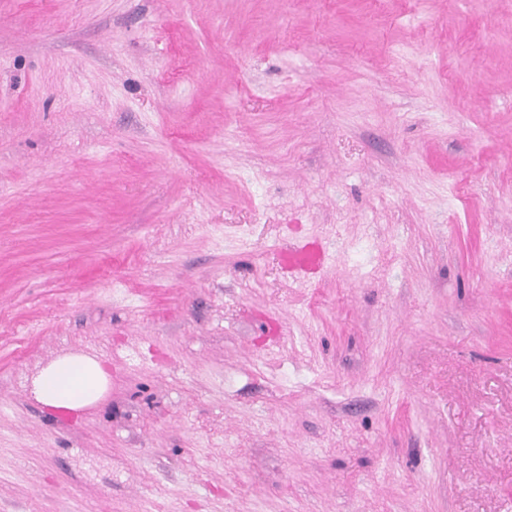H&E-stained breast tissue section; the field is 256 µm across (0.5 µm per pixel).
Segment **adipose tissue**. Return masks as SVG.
Returning a JSON list of instances; mask_svg holds the SVG:
<instances>
[{"label":"adipose tissue","mask_w":512,"mask_h":512,"mask_svg":"<svg viewBox=\"0 0 512 512\" xmlns=\"http://www.w3.org/2000/svg\"><path fill=\"white\" fill-rule=\"evenodd\" d=\"M109 387V377L95 357L71 352L42 367L34 380V393L44 406L77 412L96 405Z\"/></svg>","instance_id":"ef3b65f1"}]
</instances>
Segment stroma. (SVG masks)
<instances>
[{"label": "stroma", "instance_id": "obj_1", "mask_svg": "<svg viewBox=\"0 0 512 512\" xmlns=\"http://www.w3.org/2000/svg\"><path fill=\"white\" fill-rule=\"evenodd\" d=\"M0 512H512V0H0ZM288 255L299 274L307 271L311 266L324 265L326 259L323 253L312 252L306 248H293ZM109 387L101 361L71 352L42 367L34 380V393L44 406L60 412H77L96 405Z\"/></svg>", "mask_w": 512, "mask_h": 512}]
</instances>
